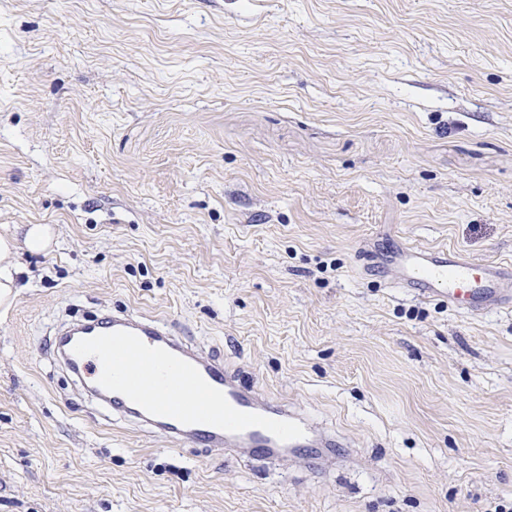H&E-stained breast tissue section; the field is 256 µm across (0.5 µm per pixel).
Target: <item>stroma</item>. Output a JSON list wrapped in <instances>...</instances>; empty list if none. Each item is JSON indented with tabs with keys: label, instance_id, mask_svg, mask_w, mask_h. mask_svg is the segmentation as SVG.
<instances>
[{
	"label": "stroma",
	"instance_id": "obj_1",
	"mask_svg": "<svg viewBox=\"0 0 512 512\" xmlns=\"http://www.w3.org/2000/svg\"><path fill=\"white\" fill-rule=\"evenodd\" d=\"M0 512L512 508V309L360 275L512 261V0H0ZM128 311L349 441L173 447L45 344ZM53 237V230L48 224H28L25 232V242L28 248L35 251H44L49 248ZM16 241L10 235L0 234V305L9 306L17 295L14 262Z\"/></svg>",
	"mask_w": 512,
	"mask_h": 512
}]
</instances>
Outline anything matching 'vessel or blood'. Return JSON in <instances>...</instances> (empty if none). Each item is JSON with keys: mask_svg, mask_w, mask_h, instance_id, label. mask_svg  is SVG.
<instances>
[{"mask_svg": "<svg viewBox=\"0 0 512 512\" xmlns=\"http://www.w3.org/2000/svg\"><path fill=\"white\" fill-rule=\"evenodd\" d=\"M362 272L475 317L512 307L511 263L480 261L447 247L405 241L370 255ZM52 347L92 396L175 445L261 461L324 444L295 423L287 406L273 404L219 359L200 354L167 320L106 314L58 331Z\"/></svg>", "mask_w": 512, "mask_h": 512, "instance_id": "1", "label": "vessel or blood"}]
</instances>
